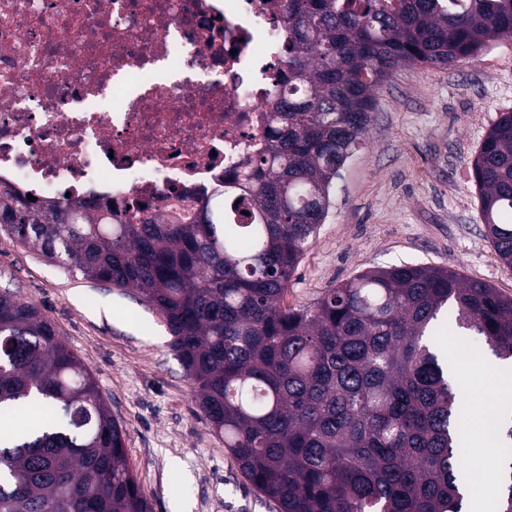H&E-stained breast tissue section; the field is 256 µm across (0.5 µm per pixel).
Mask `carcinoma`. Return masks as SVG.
Returning <instances> with one entry per match:
<instances>
[{"label": "carcinoma", "mask_w": 512, "mask_h": 512, "mask_svg": "<svg viewBox=\"0 0 512 512\" xmlns=\"http://www.w3.org/2000/svg\"><path fill=\"white\" fill-rule=\"evenodd\" d=\"M288 94L266 144L187 224L112 223L97 203L0 191V231L136 292L164 318L212 432L279 512H464L463 407L434 328L512 361V297L449 268L368 270L283 306L336 178L402 65L446 67L512 37V0H283ZM481 222L512 267V112L474 160ZM499 512H512V413ZM0 512H152L90 369L32 303L0 292Z\"/></svg>", "instance_id": "obj_1"}]
</instances>
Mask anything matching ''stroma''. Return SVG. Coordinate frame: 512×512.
I'll list each match as a JSON object with an SVG mask.
<instances>
[{
    "mask_svg": "<svg viewBox=\"0 0 512 512\" xmlns=\"http://www.w3.org/2000/svg\"><path fill=\"white\" fill-rule=\"evenodd\" d=\"M503 112H512V38L447 69L398 68L375 93L366 142L337 178L284 306L401 263L447 267L512 296V267L484 232L473 177ZM0 290L36 303L93 371L152 512H277L206 425L165 323L138 295L49 264L4 232Z\"/></svg>",
    "mask_w": 512,
    "mask_h": 512,
    "instance_id": "35a3bbf8",
    "label": "stroma"
}]
</instances>
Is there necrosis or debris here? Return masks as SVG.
Segmentation results:
<instances>
[{
    "instance_id": "obj_1",
    "label": "necrosis or debris",
    "mask_w": 512,
    "mask_h": 512,
    "mask_svg": "<svg viewBox=\"0 0 512 512\" xmlns=\"http://www.w3.org/2000/svg\"><path fill=\"white\" fill-rule=\"evenodd\" d=\"M282 0H0V188L187 213L264 146Z\"/></svg>"
}]
</instances>
